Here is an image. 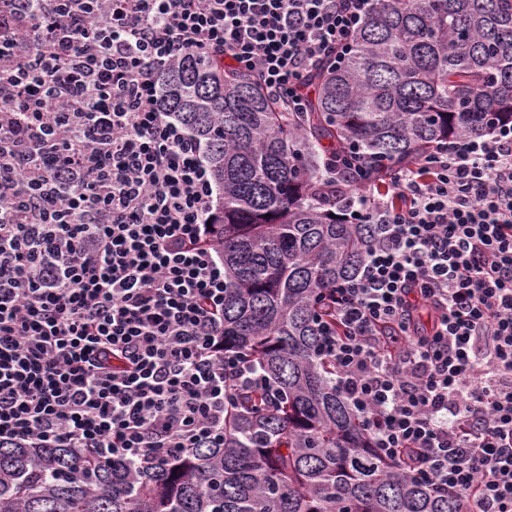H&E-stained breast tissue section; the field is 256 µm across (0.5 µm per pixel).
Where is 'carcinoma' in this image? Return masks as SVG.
<instances>
[{
  "mask_svg": "<svg viewBox=\"0 0 512 512\" xmlns=\"http://www.w3.org/2000/svg\"><path fill=\"white\" fill-rule=\"evenodd\" d=\"M161 106L201 140L221 193L224 349L275 390L224 410V444L156 465L69 448H1L0 512H460L372 453L318 348L323 300L376 234L339 214L330 152L354 148L375 182L436 144L512 122V0H376L339 67L282 112L245 72L187 57Z\"/></svg>",
  "mask_w": 512,
  "mask_h": 512,
  "instance_id": "cac0c4a2",
  "label": "carcinoma"
}]
</instances>
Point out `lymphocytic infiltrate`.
<instances>
[{"instance_id":"1","label":"lymphocytic infiltrate","mask_w":512,"mask_h":512,"mask_svg":"<svg viewBox=\"0 0 512 512\" xmlns=\"http://www.w3.org/2000/svg\"><path fill=\"white\" fill-rule=\"evenodd\" d=\"M374 0H0V447L153 464L263 385L225 356L204 147L159 107L184 57L305 111ZM345 217L379 239L320 355L375 453L512 512V123L437 144Z\"/></svg>"}]
</instances>
